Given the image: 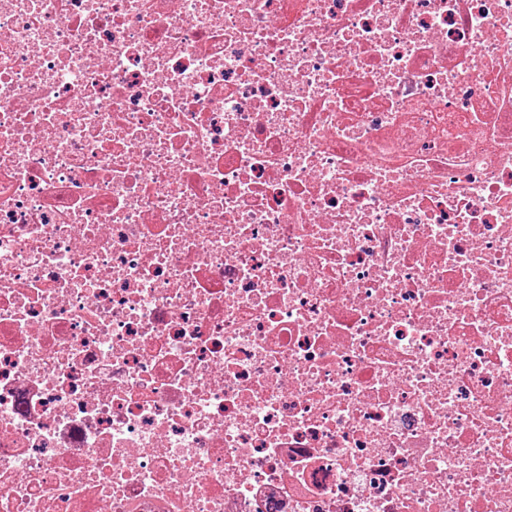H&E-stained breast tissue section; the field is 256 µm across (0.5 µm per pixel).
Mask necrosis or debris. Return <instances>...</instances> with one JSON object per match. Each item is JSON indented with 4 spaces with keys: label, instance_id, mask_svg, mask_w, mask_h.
Here are the masks:
<instances>
[{
    "label": "necrosis or debris",
    "instance_id": "necrosis-or-debris-1",
    "mask_svg": "<svg viewBox=\"0 0 512 512\" xmlns=\"http://www.w3.org/2000/svg\"><path fill=\"white\" fill-rule=\"evenodd\" d=\"M0 512H512V0H0Z\"/></svg>",
    "mask_w": 512,
    "mask_h": 512
}]
</instances>
